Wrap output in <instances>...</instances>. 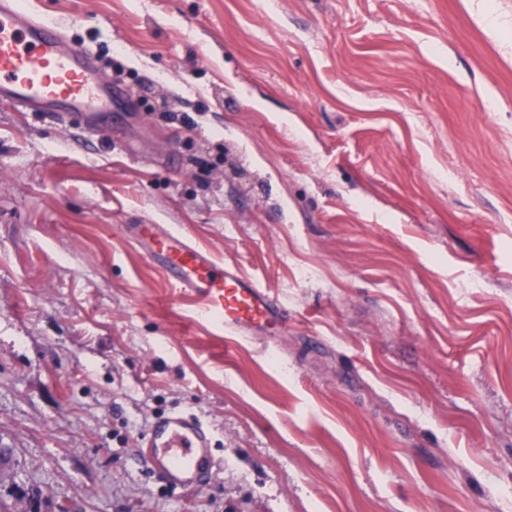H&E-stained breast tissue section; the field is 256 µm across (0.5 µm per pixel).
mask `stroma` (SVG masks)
Masks as SVG:
<instances>
[{
  "mask_svg": "<svg viewBox=\"0 0 512 512\" xmlns=\"http://www.w3.org/2000/svg\"><path fill=\"white\" fill-rule=\"evenodd\" d=\"M24 4L132 97L88 135L0 103V500L512 512V0ZM133 224L286 327L197 317ZM177 411L214 433L191 489L143 459ZM130 239L176 288L192 296L198 312L225 332H255L283 325L288 309L259 281L216 260L168 224H133Z\"/></svg>",
  "mask_w": 512,
  "mask_h": 512,
  "instance_id": "35a3bbf8",
  "label": "stroma"
}]
</instances>
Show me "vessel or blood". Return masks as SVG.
I'll list each match as a JSON object with an SVG mask.
<instances>
[{"mask_svg":"<svg viewBox=\"0 0 512 512\" xmlns=\"http://www.w3.org/2000/svg\"><path fill=\"white\" fill-rule=\"evenodd\" d=\"M116 95L103 82L93 56L72 45L55 21L22 7L19 0H0V102L96 132ZM130 238L175 287L196 300L203 317L216 320L224 331L269 330L287 321L286 306L268 288L216 260L180 230L136 224ZM145 446L151 470L180 488L201 484L215 467L212 433L193 414L156 417Z\"/></svg>","mask_w":512,"mask_h":512,"instance_id":"obj_1","label":"vessel or blood"}]
</instances>
